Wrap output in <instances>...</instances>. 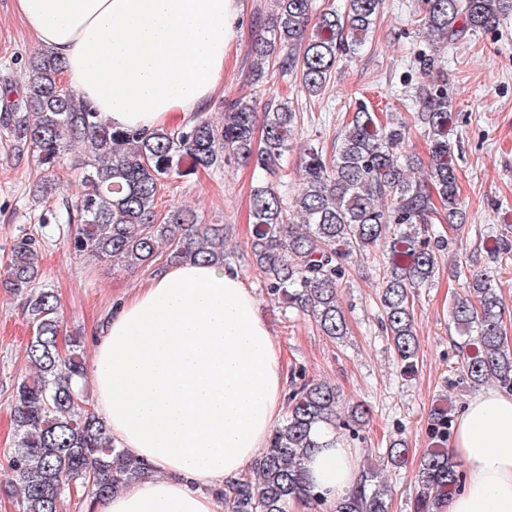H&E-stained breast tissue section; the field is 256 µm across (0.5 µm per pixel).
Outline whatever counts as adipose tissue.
Returning a JSON list of instances; mask_svg holds the SVG:
<instances>
[{
	"label": "adipose tissue",
	"mask_w": 512,
	"mask_h": 512,
	"mask_svg": "<svg viewBox=\"0 0 512 512\" xmlns=\"http://www.w3.org/2000/svg\"><path fill=\"white\" fill-rule=\"evenodd\" d=\"M40 46L63 61L77 93L118 128L154 129L203 111L224 89L241 28L240 0H15ZM96 409L147 478L92 512H219L284 411L288 372L257 299L235 267L187 262L152 274L114 305L92 338ZM454 453L467 465L443 512H512V394H477ZM333 500L360 481L353 449L306 463Z\"/></svg>",
	"instance_id": "adipose-tissue-1"
}]
</instances>
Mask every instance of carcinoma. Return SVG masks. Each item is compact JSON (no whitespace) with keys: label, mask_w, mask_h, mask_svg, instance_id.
I'll return each instance as SVG.
<instances>
[{"label":"carcinoma","mask_w":512,"mask_h":512,"mask_svg":"<svg viewBox=\"0 0 512 512\" xmlns=\"http://www.w3.org/2000/svg\"><path fill=\"white\" fill-rule=\"evenodd\" d=\"M384 0H343L321 11L315 0H273L264 32L250 53L261 61L251 80L265 77L263 63L276 58L279 77L296 75L302 91L322 94L343 55L357 54L373 31ZM420 26L432 46L451 45L466 34L499 25L512 14V0H423ZM433 79L414 90L412 118L427 131V162L400 153L407 122H392L362 102L346 113L336 151L327 158L320 142L307 145L302 187L292 202L272 183L251 195L250 252L270 295L313 318L323 335H346L337 300L347 263L356 252L383 246L379 289L381 325L401 370L416 366L418 340L413 318L414 289L438 266L448 237L457 230L456 157L448 139L452 112L448 73L437 56L415 57ZM63 63L43 49L33 57L18 98L0 113L18 154L40 165L37 202L60 195L61 155L80 147L83 190L63 202L65 245L78 260L109 262L122 270L156 273L188 260L224 263V225L202 224L190 210H157L166 181L232 162L276 173L295 137L300 113L288 99L264 106L262 132L255 136L256 103L235 98L224 104V121L202 113L176 126L152 130L115 128L62 81ZM47 224L27 230L10 246L0 288L24 298L33 336L26 347L29 373L11 384L15 447L8 467L19 512H60L74 483L89 499L109 494L147 475L144 464L117 447L103 417L88 409L74 383L86 376L85 340L63 334L58 295L40 284L41 240ZM452 307L454 321L469 336L462 371L474 387L489 382L512 392V350L505 345L506 309L493 288V271L469 277ZM288 411L249 474L224 486V512H288L290 503L321 506L304 462L321 438L345 431L360 437L368 409L342 403L336 385L299 374L291 381ZM435 446L413 474L414 512H439L460 492L465 476L448 448L452 419L431 414ZM404 441L386 449L399 466ZM390 489L375 471L361 473L359 489L334 502V512H389Z\"/></svg>","instance_id":"obj_1"}]
</instances>
